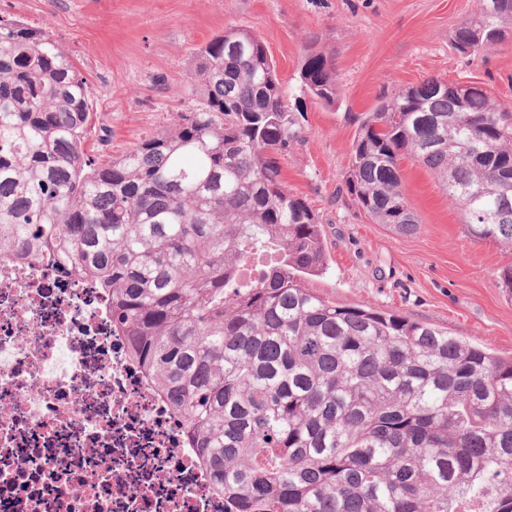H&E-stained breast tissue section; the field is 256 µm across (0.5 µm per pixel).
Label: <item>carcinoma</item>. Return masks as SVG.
Segmentation results:
<instances>
[{"instance_id":"obj_1","label":"carcinoma","mask_w":512,"mask_h":512,"mask_svg":"<svg viewBox=\"0 0 512 512\" xmlns=\"http://www.w3.org/2000/svg\"><path fill=\"white\" fill-rule=\"evenodd\" d=\"M452 40L467 56L511 43L512 0H477ZM300 80L336 106L315 42ZM188 95L167 129L100 160L91 89L47 33L0 18V255L108 296L224 512H512V360L305 287L327 266L322 221L281 176L302 128L256 34L195 48ZM406 157L472 238L512 245L511 101L432 77L359 121L341 192L405 235Z\"/></svg>"}]
</instances>
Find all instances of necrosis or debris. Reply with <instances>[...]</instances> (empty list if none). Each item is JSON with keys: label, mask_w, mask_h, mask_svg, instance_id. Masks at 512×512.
Masks as SVG:
<instances>
[{"label": "necrosis or debris", "mask_w": 512, "mask_h": 512, "mask_svg": "<svg viewBox=\"0 0 512 512\" xmlns=\"http://www.w3.org/2000/svg\"><path fill=\"white\" fill-rule=\"evenodd\" d=\"M90 283L0 257V512H224Z\"/></svg>", "instance_id": "4bbe7bcc"}]
</instances>
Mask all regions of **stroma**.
<instances>
[{"mask_svg": "<svg viewBox=\"0 0 512 512\" xmlns=\"http://www.w3.org/2000/svg\"><path fill=\"white\" fill-rule=\"evenodd\" d=\"M476 0H0V16L46 31L94 93L85 146L116 157L165 130L188 106L182 90L197 46L237 26L275 60L303 139L281 160L294 195L322 218L328 266L305 285L338 306H371L448 329L512 358V299L498 284L512 246L472 239L438 178L401 162L421 224L403 235L372 223L337 188L349 167L357 117L378 96L436 77L489 84L512 101V45L458 54L455 28ZM334 49L341 99L328 109L303 94L309 38Z\"/></svg>", "mask_w": 512, "mask_h": 512, "instance_id": "stroma-1", "label": "stroma"}]
</instances>
